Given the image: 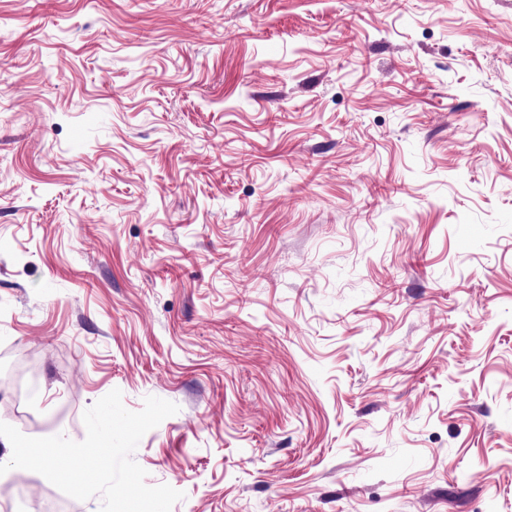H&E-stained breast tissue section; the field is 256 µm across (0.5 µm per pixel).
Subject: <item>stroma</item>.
I'll return each instance as SVG.
<instances>
[{"label":"stroma","mask_w":512,"mask_h":512,"mask_svg":"<svg viewBox=\"0 0 512 512\" xmlns=\"http://www.w3.org/2000/svg\"><path fill=\"white\" fill-rule=\"evenodd\" d=\"M114 389L172 512H512V0H0V422Z\"/></svg>","instance_id":"stroma-1"}]
</instances>
